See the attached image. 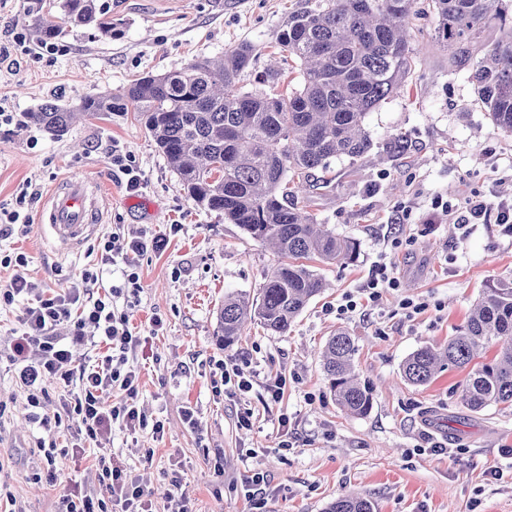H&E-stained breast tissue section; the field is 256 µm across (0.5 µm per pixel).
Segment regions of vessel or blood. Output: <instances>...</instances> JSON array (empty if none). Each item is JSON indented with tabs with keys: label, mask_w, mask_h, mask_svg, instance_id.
<instances>
[{
	"label": "vessel or blood",
	"mask_w": 512,
	"mask_h": 512,
	"mask_svg": "<svg viewBox=\"0 0 512 512\" xmlns=\"http://www.w3.org/2000/svg\"><path fill=\"white\" fill-rule=\"evenodd\" d=\"M47 202V234L60 251L78 252L97 229L95 190L87 180L70 178L52 191Z\"/></svg>",
	"instance_id": "vessel-or-blood-1"
}]
</instances>
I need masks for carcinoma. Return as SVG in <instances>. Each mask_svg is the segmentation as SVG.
Masks as SVG:
<instances>
[{"label":"carcinoma","mask_w":512,"mask_h":512,"mask_svg":"<svg viewBox=\"0 0 512 512\" xmlns=\"http://www.w3.org/2000/svg\"><path fill=\"white\" fill-rule=\"evenodd\" d=\"M63 17L39 16L33 26L44 42L64 26H90L111 38L120 34L96 0H61ZM432 19L435 41L448 49L454 71H467L491 122L512 133V0H324L288 15L277 49L297 65L296 86L276 97L262 85L279 81L269 70L248 89L242 74L251 66L248 43L217 59L201 58L162 75H146L119 93L86 97L77 109L46 103L29 113L53 135L66 133L77 116L100 118L134 106L170 169L195 205L224 214L253 240L271 246L281 261L252 298L224 295L218 317L221 346L233 347L247 322L256 320L285 336L307 304L323 293V278L308 265L351 263L357 243L317 222L305 205V184L325 173L335 158L357 159L373 141L365 119L403 91L416 49L409 18ZM493 28L499 35L487 40ZM494 358L479 361L490 344ZM355 344L340 332L321 358L336 403L365 416L372 389L358 380ZM470 367L461 387L465 407L512 404V280L483 289L465 324L443 345L425 346L404 362L403 378L430 383L445 367ZM326 512H375L365 496L336 499Z\"/></svg>","instance_id":"1"}]
</instances>
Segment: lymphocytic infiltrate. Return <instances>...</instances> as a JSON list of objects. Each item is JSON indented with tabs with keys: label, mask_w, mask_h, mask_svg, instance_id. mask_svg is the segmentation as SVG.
<instances>
[{
	"label": "lymphocytic infiltrate",
	"mask_w": 512,
	"mask_h": 512,
	"mask_svg": "<svg viewBox=\"0 0 512 512\" xmlns=\"http://www.w3.org/2000/svg\"><path fill=\"white\" fill-rule=\"evenodd\" d=\"M442 208L461 233L492 221L502 235L512 238V199L492 204L477 193L456 203L444 202ZM166 246L167 238L160 234L129 237L113 229L103 244L101 262L121 267L124 281L101 296L92 289L99 280L93 272L83 274L80 284L57 293L21 275L0 289V304L9 306L19 298L25 301L11 352L29 406L41 407L46 383L62 389V408L74 422L78 438L98 446L95 462L101 480L111 490L108 502L78 491L64 494L60 512H109L112 503L119 505L120 512H150L145 501L150 475L128 474L113 462L103 443L116 426L131 432L148 429L156 436L164 431L163 422L137 402L139 375L129 357L146 339L132 332L128 312L117 301L126 289L139 286L135 257L164 251ZM101 345L106 351L94 364L75 365L74 350ZM112 393L118 394V401L106 403V395Z\"/></svg>",
	"instance_id": "f902f5d3"
}]
</instances>
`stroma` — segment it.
<instances>
[{"mask_svg":"<svg viewBox=\"0 0 512 512\" xmlns=\"http://www.w3.org/2000/svg\"><path fill=\"white\" fill-rule=\"evenodd\" d=\"M51 0H0V207H13L20 191L26 235L0 240V250L25 254L24 269L0 268V286L24 273L53 290L97 271L102 244L114 226L137 235H166L164 252L136 260L140 290L131 300L130 327L148 343L134 364L141 404L164 423V433L112 431L114 462L130 474L149 473L152 512H168L169 480L180 473L182 492L195 512H323L338 496L358 491L376 512H512V406L468 411L461 401L463 369L446 368L414 386L402 364L422 346L447 341L462 325L482 290L512 280V238L497 224H478L459 237L438 201L481 192L491 201L512 196V134L497 129L477 102L466 72L448 68V53L430 35L428 18L414 16L419 52L401 93L369 113L374 146L358 158L331 162L328 186H310L317 221L359 244L356 262L316 264L327 289L312 300L287 335L252 324L226 349L217 341L218 312L228 292L256 293L278 256L249 238L223 214L198 209L135 112L91 118L62 136L30 124L42 104L76 106L87 96L119 92L147 74H163L242 43L254 46L245 79L283 68L273 46L290 12L309 0H99L119 22L107 40L89 27H65L59 49L31 60L23 49L38 44L32 17H58ZM404 135L408 150L389 143ZM120 145L142 175L132 193L113 167ZM78 177L99 189L100 229L79 254L62 255L40 227L47 196ZM400 281L377 305L358 304L376 262ZM416 304L403 309L402 300ZM20 305L0 310V493L16 512H58L72 488L106 499L93 452L57 461V481H40L46 462L38 441L65 443L66 425L43 429L30 418L26 391L10 360ZM160 330H153L154 319ZM355 340V369L373 389L363 417L335 403L321 367L330 336ZM237 365L252 380L250 392L224 394L217 360ZM287 380L279 402L264 404L266 379ZM199 425L190 428L185 409ZM252 411L253 425L238 418ZM287 417V430L278 427ZM262 469L268 485L262 506L245 498L243 480Z\"/></svg>","mask_w":512,"mask_h":512,"instance_id":"stroma-1","label":"stroma"}]
</instances>
